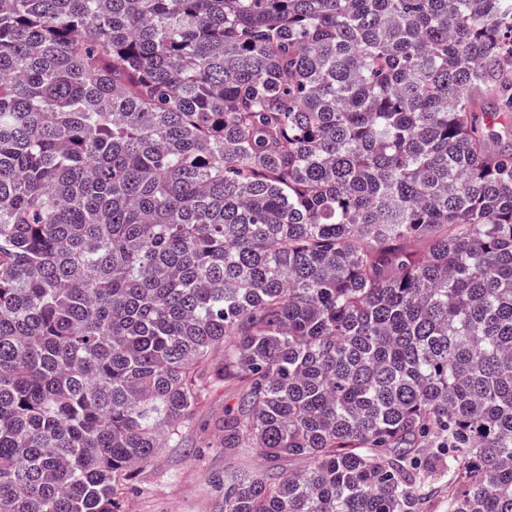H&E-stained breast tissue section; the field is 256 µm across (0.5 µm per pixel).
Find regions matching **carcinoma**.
<instances>
[{"instance_id": "carcinoma-1", "label": "carcinoma", "mask_w": 512, "mask_h": 512, "mask_svg": "<svg viewBox=\"0 0 512 512\" xmlns=\"http://www.w3.org/2000/svg\"><path fill=\"white\" fill-rule=\"evenodd\" d=\"M499 97L512 0H0V512L221 385L219 512H512Z\"/></svg>"}]
</instances>
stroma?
Listing matches in <instances>:
<instances>
[{
	"label": "stroma",
	"mask_w": 512,
	"mask_h": 512,
	"mask_svg": "<svg viewBox=\"0 0 512 512\" xmlns=\"http://www.w3.org/2000/svg\"><path fill=\"white\" fill-rule=\"evenodd\" d=\"M233 401V394L216 391L197 411L180 447L163 449L154 462L137 469L120 512H218L227 462L217 425Z\"/></svg>",
	"instance_id": "stroma-1"
}]
</instances>
